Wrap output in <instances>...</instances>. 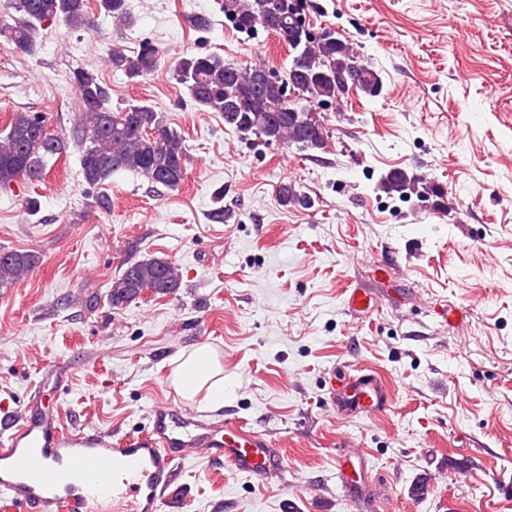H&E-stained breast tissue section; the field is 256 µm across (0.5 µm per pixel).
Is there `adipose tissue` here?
<instances>
[{
	"mask_svg": "<svg viewBox=\"0 0 512 512\" xmlns=\"http://www.w3.org/2000/svg\"><path fill=\"white\" fill-rule=\"evenodd\" d=\"M173 383L186 400L204 397L208 406L224 404V367L217 352L208 345L180 352L175 359Z\"/></svg>",
	"mask_w": 512,
	"mask_h": 512,
	"instance_id": "adipose-tissue-1",
	"label": "adipose tissue"
}]
</instances>
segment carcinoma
I'll list each match as a JSON object with an SVG mask.
<instances>
[{"mask_svg":"<svg viewBox=\"0 0 512 512\" xmlns=\"http://www.w3.org/2000/svg\"><path fill=\"white\" fill-rule=\"evenodd\" d=\"M88 0H8L0 12V36L30 55L38 49L39 28L48 21L79 29L87 22ZM99 9L120 24L130 23L125 0H97ZM226 17L236 30L250 33L260 26L274 35L288 31L298 16L290 0H278L276 9L280 31L267 22L259 0H223ZM293 53L306 59L307 76L303 89L294 99L283 91L259 88L255 72L263 63L242 67L227 63L216 53L185 54L177 59L173 76L199 107L234 115L224 124L240 133H252L287 146L311 150L310 137L297 115L343 97L336 84L322 74L344 73L351 78L350 88L365 96L382 91L379 74L354 52L341 48L336 38L308 35ZM109 62L129 79L146 76L157 68L159 50L143 41L128 55L114 49ZM73 85L80 95L82 110L74 126L80 149L83 180L90 186L104 183L113 174L128 171L152 184L178 188L187 175V155L182 137L153 107L130 104L114 112L110 93L98 76L89 70L73 72ZM47 117L33 112H16L0 135V188L23 177L38 180L45 174L48 160L64 150L62 140L47 132ZM386 192L401 197L412 190L413 180L402 170L382 179ZM39 254L30 249L0 252V288H8L25 278L39 265ZM180 288L176 266L164 258H149L129 264L109 284V301L122 307L150 291L168 295Z\"/></svg>","mask_w":512,"mask_h":512,"instance_id":"cac0c4a2","label":"carcinoma"}]
</instances>
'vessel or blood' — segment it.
Segmentation results:
<instances>
[{
	"label": "vessel or blood",
	"instance_id": "vessel-or-blood-1",
	"mask_svg": "<svg viewBox=\"0 0 512 512\" xmlns=\"http://www.w3.org/2000/svg\"><path fill=\"white\" fill-rule=\"evenodd\" d=\"M338 412L376 415L390 403L388 386L362 369L329 383ZM0 494L27 512H164L175 464L191 448L209 461L255 478L283 470L272 441L235 419L203 421L168 395L151 411L149 431L127 439L83 424L67 427L42 410L16 416L0 408Z\"/></svg>",
	"mask_w": 512,
	"mask_h": 512
}]
</instances>
